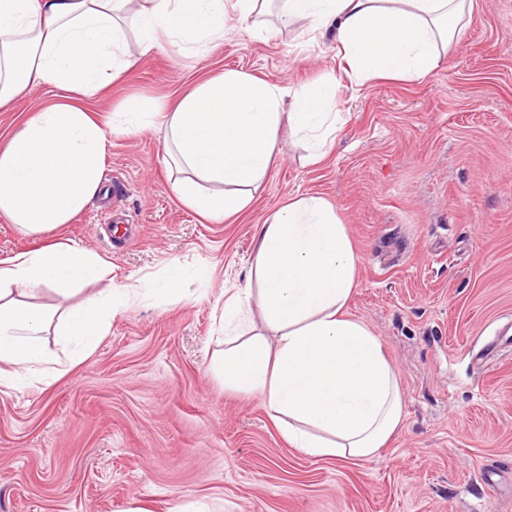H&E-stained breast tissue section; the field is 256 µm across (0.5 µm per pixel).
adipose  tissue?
I'll use <instances>...</instances> for the list:
<instances>
[{
  "label": "adipose tissue",
  "mask_w": 512,
  "mask_h": 512,
  "mask_svg": "<svg viewBox=\"0 0 512 512\" xmlns=\"http://www.w3.org/2000/svg\"><path fill=\"white\" fill-rule=\"evenodd\" d=\"M268 2L0 0V107L31 85L64 92L0 143V214L29 236L71 223L99 193L112 130L159 127L178 199L214 220L250 205L281 126L312 133L323 159L336 133L332 80L291 93L231 70L174 106L116 110L108 130L87 106L136 65L126 29L136 31L138 53L169 43L200 56ZM294 17L308 20L313 37L335 36L359 83L428 76L473 21L471 0H285L282 20ZM356 269L333 210L321 197H299L260 227L251 269L260 288L236 289L224 303L236 324L213 358L215 373L225 390L259 397L288 443L311 457L370 458L403 422L399 382L378 339L345 313ZM108 271L96 253L66 241L0 260V386L24 388L31 371L52 385L80 363L76 346L108 332L118 298L178 293L174 272L161 287L141 281L63 309L26 300L42 286L69 297ZM51 334L64 350L48 346Z\"/></svg>",
  "instance_id": "obj_1"
}]
</instances>
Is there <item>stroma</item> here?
Instances as JSON below:
<instances>
[{
	"label": "stroma",
	"instance_id": "35a3bbf8",
	"mask_svg": "<svg viewBox=\"0 0 512 512\" xmlns=\"http://www.w3.org/2000/svg\"><path fill=\"white\" fill-rule=\"evenodd\" d=\"M474 21L424 79L352 80L331 39L283 4L206 55L168 46L140 58L97 99L102 118L168 105L224 70L286 89L335 77L341 128L313 161L281 128L253 202L221 222L185 207L162 134H111L103 186L71 224L29 237L0 215V259L58 239L111 262L84 285L162 282L173 300L121 305L106 336L50 388L0 387V512H512V0H473ZM60 89L0 108V140ZM323 197L357 258L350 317L395 369L403 424L375 457L314 458L282 437L260 398L212 370L227 292L244 287L257 229L275 208Z\"/></svg>",
	"mask_w": 512,
	"mask_h": 512
}]
</instances>
